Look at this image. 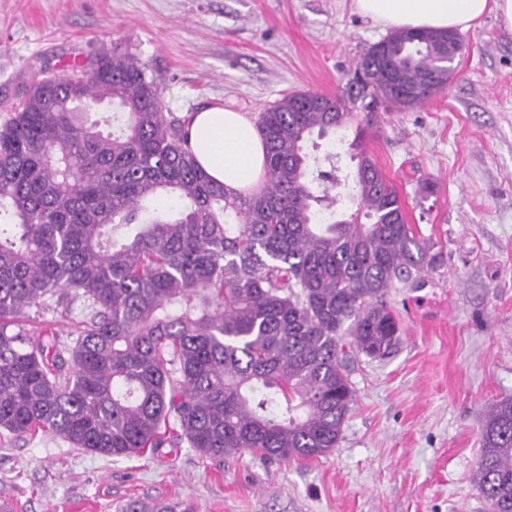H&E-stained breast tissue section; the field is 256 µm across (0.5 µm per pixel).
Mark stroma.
<instances>
[{
  "label": "stroma",
  "instance_id": "1",
  "mask_svg": "<svg viewBox=\"0 0 512 512\" xmlns=\"http://www.w3.org/2000/svg\"><path fill=\"white\" fill-rule=\"evenodd\" d=\"M354 0H0V109L40 67L120 48L159 83L167 111L220 106L257 117L302 90L336 96L384 37ZM442 92L381 112L363 141L408 223L441 252L419 287L387 297L400 325L385 358L358 355L356 394L331 454L209 458L188 446L104 457L61 439L0 437L11 512H490L471 476L489 404L512 399V30L495 14L464 29ZM74 300L32 313L72 344Z\"/></svg>",
  "mask_w": 512,
  "mask_h": 512
}]
</instances>
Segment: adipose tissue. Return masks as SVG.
Masks as SVG:
<instances>
[{"label": "adipose tissue", "mask_w": 512, "mask_h": 512, "mask_svg": "<svg viewBox=\"0 0 512 512\" xmlns=\"http://www.w3.org/2000/svg\"><path fill=\"white\" fill-rule=\"evenodd\" d=\"M357 10L389 28H465L487 10H495L512 29V0H355ZM189 147L216 181L238 191L258 187L264 169L262 140L242 112L207 107L189 127Z\"/></svg>", "instance_id": "adipose-tissue-1"}]
</instances>
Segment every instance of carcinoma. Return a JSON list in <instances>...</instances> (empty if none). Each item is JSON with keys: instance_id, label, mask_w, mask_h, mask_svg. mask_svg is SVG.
Here are the masks:
<instances>
[{"instance_id": "cac0c4a2", "label": "carcinoma", "mask_w": 512, "mask_h": 512, "mask_svg": "<svg viewBox=\"0 0 512 512\" xmlns=\"http://www.w3.org/2000/svg\"><path fill=\"white\" fill-rule=\"evenodd\" d=\"M454 31L397 29L334 97L293 92L258 114L263 185L235 191L186 147L191 118L165 111L133 56L35 73L0 123V433L61 438L123 458L187 442L205 457L326 456L355 402L350 348L398 341L389 291L440 254L406 222L364 150L304 143L367 113L423 104L448 86ZM120 114L95 117L103 103ZM354 204L367 223L336 219ZM87 313L69 348L33 336L30 310ZM472 480L512 512V401L481 428Z\"/></svg>"}]
</instances>
